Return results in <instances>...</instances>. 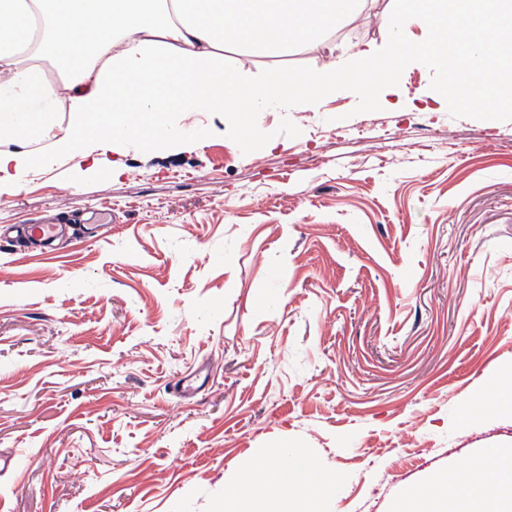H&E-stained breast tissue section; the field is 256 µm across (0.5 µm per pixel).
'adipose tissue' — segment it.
<instances>
[{
  "mask_svg": "<svg viewBox=\"0 0 512 512\" xmlns=\"http://www.w3.org/2000/svg\"><path fill=\"white\" fill-rule=\"evenodd\" d=\"M361 0H0V181L31 166L30 148L53 138L55 117H71L73 148L89 140L122 152L169 135L175 112L264 111L290 104L318 111L336 86L366 78L397 89L396 68L439 60L458 108L512 103V0H397L388 28H419L377 72L370 44L318 71L273 70L257 84L224 69V47L279 57L353 20ZM338 476L308 475L298 450L275 448L243 468L221 512H321ZM400 512H512V448L487 449L484 461L445 482L414 490Z\"/></svg>",
  "mask_w": 512,
  "mask_h": 512,
  "instance_id": "obj_1",
  "label": "adipose tissue"
}]
</instances>
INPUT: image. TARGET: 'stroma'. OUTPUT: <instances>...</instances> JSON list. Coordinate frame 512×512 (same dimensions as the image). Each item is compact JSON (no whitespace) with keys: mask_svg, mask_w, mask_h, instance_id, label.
Segmentation results:
<instances>
[{"mask_svg":"<svg viewBox=\"0 0 512 512\" xmlns=\"http://www.w3.org/2000/svg\"><path fill=\"white\" fill-rule=\"evenodd\" d=\"M392 5L285 58L225 48L224 69L392 49ZM398 85L399 110L373 87L269 108L245 146L186 112L155 149L78 155L59 117L42 169L0 185V512H214L276 447L341 474L334 512H392L512 443L489 399L512 380V108L459 110L434 61ZM99 210L51 253L7 241Z\"/></svg>","mask_w":512,"mask_h":512,"instance_id":"obj_1","label":"stroma"}]
</instances>
